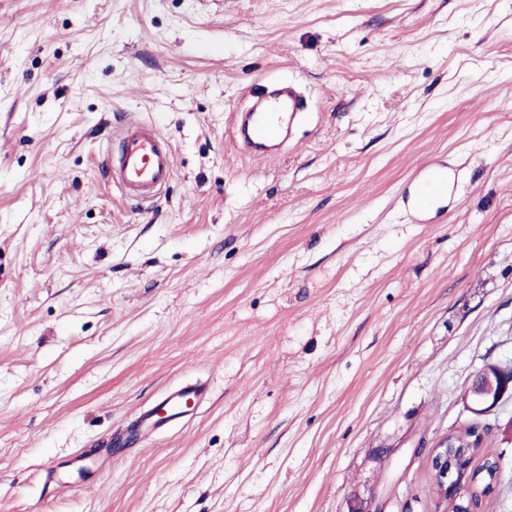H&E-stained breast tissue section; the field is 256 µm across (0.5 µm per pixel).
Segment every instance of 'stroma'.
I'll return each mask as SVG.
<instances>
[{
  "label": "stroma",
  "instance_id": "35a3bbf8",
  "mask_svg": "<svg viewBox=\"0 0 512 512\" xmlns=\"http://www.w3.org/2000/svg\"><path fill=\"white\" fill-rule=\"evenodd\" d=\"M274 79L311 113L255 161ZM130 121L175 148L151 205L104 166ZM509 361L512 0H0V512H439L415 448L471 424L512 512V399L464 400ZM451 191V176L448 163L435 162L424 167L419 175L410 198L409 208L415 220L428 218ZM512 392V363L485 365L465 395L467 409L475 415L493 411ZM208 399V388L204 384L196 383L174 388L154 407L140 414L139 426H143L150 433L171 428L190 414V418L194 417L196 411L200 410ZM159 407L165 408L166 416L158 415L156 409Z\"/></svg>",
  "mask_w": 512,
  "mask_h": 512
}]
</instances>
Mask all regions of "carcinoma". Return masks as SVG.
Listing matches in <instances>:
<instances>
[{
  "instance_id": "cac0c4a2",
  "label": "carcinoma",
  "mask_w": 512,
  "mask_h": 512,
  "mask_svg": "<svg viewBox=\"0 0 512 512\" xmlns=\"http://www.w3.org/2000/svg\"><path fill=\"white\" fill-rule=\"evenodd\" d=\"M476 429L475 425L461 429L465 439H474L473 447L458 448L455 451L456 465L460 474L465 476V504L475 508L480 506L484 498L494 493L498 486V460L479 447Z\"/></svg>"
}]
</instances>
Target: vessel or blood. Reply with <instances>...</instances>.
Masks as SVG:
<instances>
[{
	"mask_svg": "<svg viewBox=\"0 0 512 512\" xmlns=\"http://www.w3.org/2000/svg\"><path fill=\"white\" fill-rule=\"evenodd\" d=\"M306 99L293 86H277L255 95L236 133L242 136L250 153L268 158L280 141L287 138L293 122L307 112ZM118 156L112 164V181L138 201L159 198L173 177L175 150L158 127L146 122H131L118 134ZM451 191L448 165L439 161L424 167L417 177L409 208L415 220L428 217ZM205 385L192 384L170 390L158 408L143 411L139 424L154 433L195 414L208 401Z\"/></svg>",
	"mask_w": 512,
	"mask_h": 512,
	"instance_id": "1",
	"label": "vessel or blood"
}]
</instances>
